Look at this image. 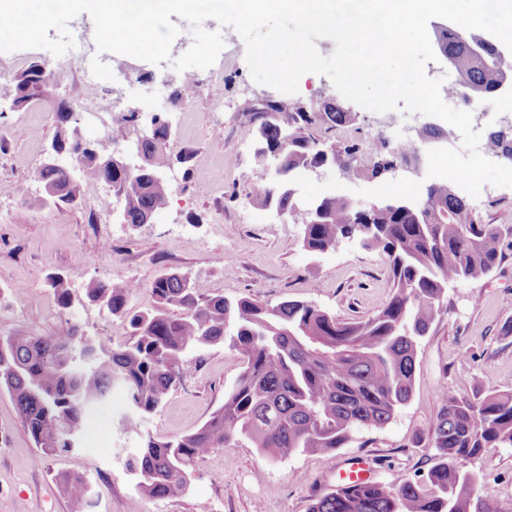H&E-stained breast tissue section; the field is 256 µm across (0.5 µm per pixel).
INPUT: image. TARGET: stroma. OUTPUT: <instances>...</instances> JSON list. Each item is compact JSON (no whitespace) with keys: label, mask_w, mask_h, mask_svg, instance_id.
Returning <instances> with one entry per match:
<instances>
[{"label":"stroma","mask_w":512,"mask_h":512,"mask_svg":"<svg viewBox=\"0 0 512 512\" xmlns=\"http://www.w3.org/2000/svg\"><path fill=\"white\" fill-rule=\"evenodd\" d=\"M204 29L220 31L224 47L216 62L186 82L172 61L186 47L177 37L170 61L155 65L129 56L95 52L106 67L105 83L124 94V104L165 110L173 118L167 153L175 164L169 173V204L151 223H120L114 215L93 218L92 183L78 179L72 205H35L43 187L35 177L44 162L59 122L50 106L37 101L0 115V336L14 332L52 336L72 325L88 339L123 345L127 328L91 303L89 282L133 281L139 289L134 310L154 305L149 283L165 272L184 273L212 294L229 299L250 297L270 304L310 300L337 319L371 316L389 302L386 256L345 241L320 257L302 246V227L275 218L253 201L267 180L242 133L249 124L247 99L276 96V89L256 83L237 32L206 20ZM145 78L129 86L128 63ZM220 78L225 111H216L204 88ZM354 122L340 128L339 138L360 140L388 134L391 126L414 123L404 109L383 113L351 104ZM223 126L222 135L210 134ZM76 126L100 154L136 140L132 123L94 130L87 117ZM188 154L187 163L179 155ZM429 181L426 152L394 179L372 181L337 169L301 173L297 202L308 208L328 194L346 196L365 207L397 190L418 196ZM473 204L484 220L502 225V259L485 280L461 281L448 290L445 308L420 345L412 394L395 418L381 428L357 433L345 447L329 452H298L273 459L248 440L209 451L195 467L187 492L157 498L138 493L125 468V451L134 438L120 434L113 420L125 408L121 395L89 415L82 448L40 460L39 450L22 422L10 394L0 388V512H74L57 477L85 476L98 493L94 512H308L316 496L336 487L338 472L350 458L364 456L375 481L394 484L420 478L436 462L429 433L439 410L443 387L471 393L512 390V336L502 334L512 322V188L484 186ZM64 274L71 281L72 304L61 308L47 279ZM243 357L216 345L199 354L195 367L142 425L161 439L191 433L223 403L236 380ZM480 476L476 494L500 501L512 512V448H490L472 460Z\"/></svg>","instance_id":"1"}]
</instances>
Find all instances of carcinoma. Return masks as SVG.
Masks as SVG:
<instances>
[{"label":"carcinoma","mask_w":512,"mask_h":512,"mask_svg":"<svg viewBox=\"0 0 512 512\" xmlns=\"http://www.w3.org/2000/svg\"><path fill=\"white\" fill-rule=\"evenodd\" d=\"M441 39L461 95L487 100L501 94L498 65L512 70V60L500 63V41L486 48L481 62L468 46L471 31L455 27ZM12 94L37 100L31 67L16 77ZM247 112V136L268 174L256 202L302 225V246L313 256L345 240L384 253L392 272L389 303L373 316L342 321L308 300L271 305L209 294L191 277L173 272L151 283L155 306L134 311L129 302L136 283L91 281L88 300L127 323L124 345L91 343L74 326L47 337L0 336V387L14 400L41 458L75 447L87 412L115 389L126 400L120 429L140 438L125 467L147 496L185 493L201 458L242 438L275 458L341 448L353 434L389 424L409 400L419 344L441 314L448 287L482 281L498 267L501 226L484 222L458 185L433 181L412 201L396 195L364 213L336 194L315 201L309 213L295 207L301 171L332 165L378 179L404 163L402 150L392 146L336 140L335 131L355 119L349 109L326 102L252 101ZM155 123L158 131L143 141V170L114 169L106 176L88 151L76 162L83 178L112 186L117 218L125 224H138L169 203L168 185L158 180L154 162L163 154L156 135L167 134L169 123L162 112ZM486 145L488 154L512 166V130H491ZM36 179L48 197L33 204L77 200L74 177L63 169L44 163ZM49 286L58 304L70 307L69 276L54 275ZM171 306L182 315L170 316ZM220 344L244 357L224 403L190 434L166 440L140 434L141 423L196 365L195 356ZM439 402L430 431L439 462L425 477L395 486H340L316 497L309 512H503L494 500L473 499L479 474L466 463L488 448H512V391L462 395L444 387ZM59 483L76 512H92L96 494L88 480L62 475Z\"/></svg>","instance_id":"cac0c4a2"}]
</instances>
